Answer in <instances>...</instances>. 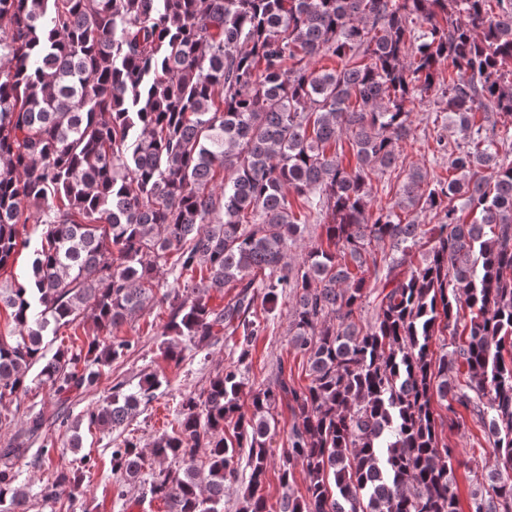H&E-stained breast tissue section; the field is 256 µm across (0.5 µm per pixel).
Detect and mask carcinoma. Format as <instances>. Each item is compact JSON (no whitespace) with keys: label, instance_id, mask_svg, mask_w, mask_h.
Segmentation results:
<instances>
[{"label":"carcinoma","instance_id":"carcinoma-1","mask_svg":"<svg viewBox=\"0 0 512 512\" xmlns=\"http://www.w3.org/2000/svg\"><path fill=\"white\" fill-rule=\"evenodd\" d=\"M326 56L340 68L315 65ZM433 92L457 135L434 151L455 177L415 166L374 206L410 104ZM497 115L512 117V0H0L1 272L20 228L42 227L22 278L0 285L13 321L0 402L35 383L62 402L93 390L136 348L113 329L150 303L169 312L167 360L223 339L244 359L267 328L259 313L287 298L309 384L280 362L245 411L244 377L217 373L151 448L116 444V497L137 481L170 512H224L234 488L237 512H460L444 402L487 426L494 448L470 512H512V129ZM317 225L326 243L288 260ZM166 264L183 286H161ZM227 286L234 296L211 305ZM86 322L87 344L49 350ZM460 326L465 340L435 355L433 340ZM162 384L149 373L113 385L88 426L125 429ZM284 400V491L270 505ZM38 440L33 466L52 465L39 413L0 448V512H27L15 461ZM149 457L159 467L145 475ZM82 478L57 468L39 498L79 495ZM275 419L277 420L276 435L272 439V448L274 454L271 459V467L268 474V480L263 487L262 494L268 501V504L275 503L276 499L282 492L278 481V471L283 464L284 451L288 448V429L291 421L290 412L286 404H279L278 408L274 411Z\"/></svg>","mask_w":512,"mask_h":512}]
</instances>
